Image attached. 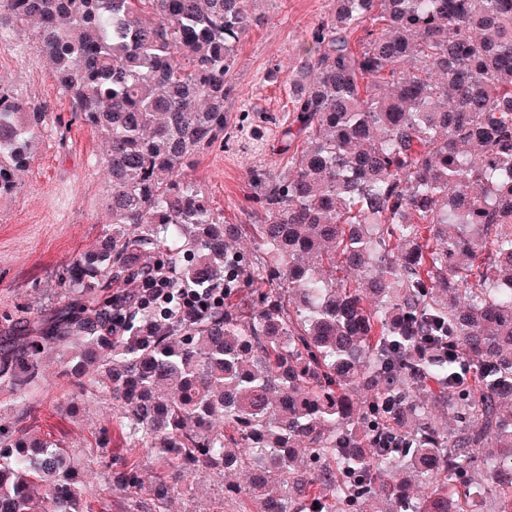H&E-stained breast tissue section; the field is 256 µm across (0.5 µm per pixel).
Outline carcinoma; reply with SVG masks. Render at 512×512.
I'll return each mask as SVG.
<instances>
[{"instance_id":"obj_1","label":"carcinoma","mask_w":512,"mask_h":512,"mask_svg":"<svg viewBox=\"0 0 512 512\" xmlns=\"http://www.w3.org/2000/svg\"><path fill=\"white\" fill-rule=\"evenodd\" d=\"M252 2L0 0V44L35 21L71 119L107 137L112 191L107 244L59 277L76 303L0 345V387L31 399L44 351L82 341L73 385L155 450L140 512L173 472L243 466L262 476L224 486L237 512H512V0H336L288 79V171H254L262 223L226 224L184 167L230 135ZM46 127L0 88V196ZM183 289L224 299L186 312ZM81 478L0 426V512H94Z\"/></svg>"}]
</instances>
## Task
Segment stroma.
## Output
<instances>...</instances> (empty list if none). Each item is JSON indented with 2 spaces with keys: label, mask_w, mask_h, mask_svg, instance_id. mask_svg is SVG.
I'll return each mask as SVG.
<instances>
[{
  "label": "stroma",
  "mask_w": 512,
  "mask_h": 512,
  "mask_svg": "<svg viewBox=\"0 0 512 512\" xmlns=\"http://www.w3.org/2000/svg\"><path fill=\"white\" fill-rule=\"evenodd\" d=\"M332 0H256L260 22L236 48L230 76L233 92L224 102L232 134L223 146L192 156L189 178L210 208L228 224H255L261 218L250 201L252 172L288 168L287 131L293 114L288 77L302 45L331 13ZM0 83L41 103L51 122H64V137L43 131L32 144L34 161L18 172L16 187L0 197V338L46 320L68 302L59 276L72 260L105 239L108 182L103 161L108 144L96 130L71 119L69 97L61 90L48 57L34 38L33 24L14 31L0 47ZM38 397L28 415L0 390V425L23 423L41 437L87 458L82 489L95 508L133 512L148 500L156 472L153 454L129 452L120 435L96 447L95 438L112 413L109 398L77 392L65 373L60 351H45ZM135 457L142 488L136 500L117 498L114 474ZM246 470L198 473L176 485L168 512H237L225 500V484H245Z\"/></svg>",
  "instance_id": "35a3bbf8"
}]
</instances>
